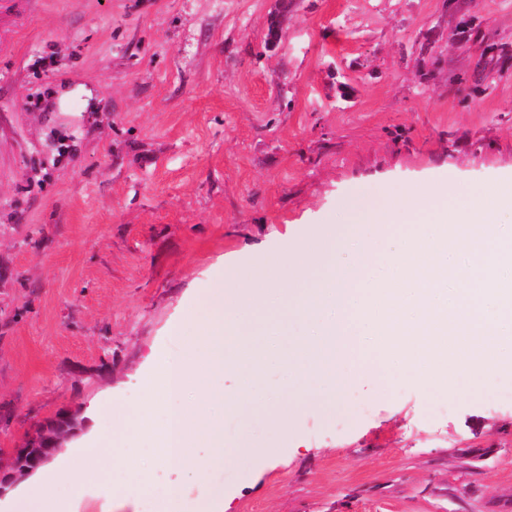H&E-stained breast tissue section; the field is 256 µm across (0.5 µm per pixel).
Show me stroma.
Instances as JSON below:
<instances>
[{
  "label": "stroma",
  "mask_w": 512,
  "mask_h": 512,
  "mask_svg": "<svg viewBox=\"0 0 512 512\" xmlns=\"http://www.w3.org/2000/svg\"><path fill=\"white\" fill-rule=\"evenodd\" d=\"M0 0V460L128 403L193 289L346 198L512 175V0ZM271 362L226 443L290 398ZM512 376L355 383L278 455L212 469L225 512H512ZM369 406L359 412L358 403Z\"/></svg>",
  "instance_id": "35a3bbf8"
}]
</instances>
